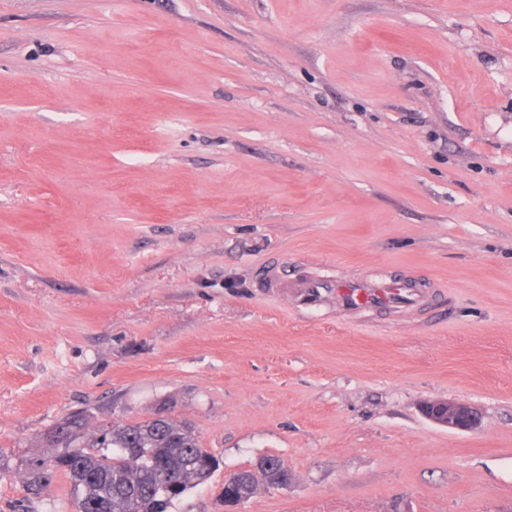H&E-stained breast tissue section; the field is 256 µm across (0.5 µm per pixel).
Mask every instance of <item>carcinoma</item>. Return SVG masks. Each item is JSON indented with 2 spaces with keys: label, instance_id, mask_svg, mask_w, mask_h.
Segmentation results:
<instances>
[{
  "label": "carcinoma",
  "instance_id": "carcinoma-1",
  "mask_svg": "<svg viewBox=\"0 0 512 512\" xmlns=\"http://www.w3.org/2000/svg\"><path fill=\"white\" fill-rule=\"evenodd\" d=\"M84 426L80 414L64 418L58 434L69 452L38 459L30 471L31 483L38 488L48 486L56 472L66 475L76 512H101L104 502L106 512H169L176 500L219 467L214 455L201 454L200 440L187 423H111L91 438L84 436ZM278 463L275 457L259 460V477L250 469L239 471L224 485V503L250 498L260 479L272 487L279 477Z\"/></svg>",
  "mask_w": 512,
  "mask_h": 512
}]
</instances>
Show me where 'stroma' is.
<instances>
[{"label":"stroma","mask_w":512,"mask_h":512,"mask_svg":"<svg viewBox=\"0 0 512 512\" xmlns=\"http://www.w3.org/2000/svg\"><path fill=\"white\" fill-rule=\"evenodd\" d=\"M75 411L192 425L171 512L263 457L237 512H512V0H0V512H75L28 486ZM265 288H276L282 295L296 297L307 307L320 305L330 298L347 316L379 305H413L419 298L416 281L409 276L398 281L369 276L331 280L271 278ZM429 419L436 424L455 430H471L481 422L480 409L468 402L448 400L424 408Z\"/></svg>","instance_id":"1"}]
</instances>
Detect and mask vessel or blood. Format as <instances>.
<instances>
[{
    "label": "vessel or blood",
    "mask_w": 512,
    "mask_h": 512,
    "mask_svg": "<svg viewBox=\"0 0 512 512\" xmlns=\"http://www.w3.org/2000/svg\"><path fill=\"white\" fill-rule=\"evenodd\" d=\"M267 285L283 295L296 297L308 307L320 305L328 299L334 300L337 307L349 316L379 305H411L419 298L417 284L409 276L397 281L368 276L331 280L273 278Z\"/></svg>",
    "instance_id": "1"
}]
</instances>
